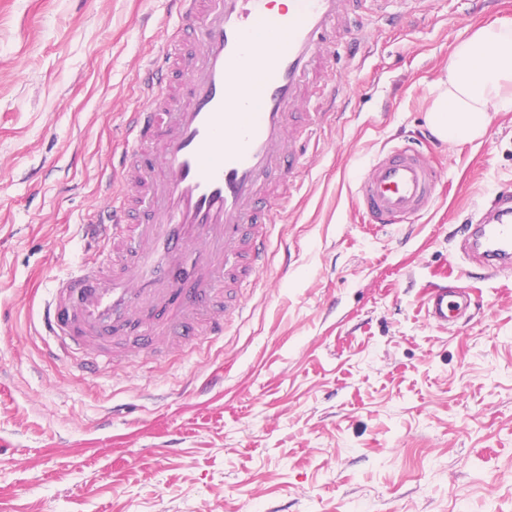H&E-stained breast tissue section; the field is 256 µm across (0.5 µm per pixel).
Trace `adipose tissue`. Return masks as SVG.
<instances>
[{"label": "adipose tissue", "instance_id": "ef3b65f1", "mask_svg": "<svg viewBox=\"0 0 512 512\" xmlns=\"http://www.w3.org/2000/svg\"><path fill=\"white\" fill-rule=\"evenodd\" d=\"M512 112V20L478 27L458 41L434 87L428 126L441 141L482 138L493 113Z\"/></svg>", "mask_w": 512, "mask_h": 512}]
</instances>
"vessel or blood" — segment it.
Masks as SVG:
<instances>
[{
  "label": "vessel or blood",
  "mask_w": 512,
  "mask_h": 512,
  "mask_svg": "<svg viewBox=\"0 0 512 512\" xmlns=\"http://www.w3.org/2000/svg\"><path fill=\"white\" fill-rule=\"evenodd\" d=\"M160 66L143 77L144 102L126 113L128 157L105 205L83 222L91 260L49 288L40 335L96 372L129 337L168 351L221 338L246 308L241 294L269 263L270 232L303 157L312 82L334 114L344 87L327 51L364 56L354 0H170ZM251 82H244V74ZM439 171L413 142L383 151L357 182L372 224H411L436 203ZM461 251L488 277L512 269V184L468 218ZM471 303L464 288L434 286L428 321L447 327Z\"/></svg>",
  "instance_id": "obj_1"
}]
</instances>
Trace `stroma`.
I'll return each mask as SVG.
<instances>
[{
  "label": "stroma",
  "instance_id": "35a3bbf8",
  "mask_svg": "<svg viewBox=\"0 0 512 512\" xmlns=\"http://www.w3.org/2000/svg\"><path fill=\"white\" fill-rule=\"evenodd\" d=\"M409 8L404 30L358 17L365 60L337 62L343 114L309 145L243 319L89 376L52 354L39 305L89 257L79 225L175 18L169 0H0V512H512V273L459 249L512 181V112L436 149L419 222L364 223L353 197L372 159L424 137L456 41L512 0ZM443 283L474 294L444 330L423 308Z\"/></svg>",
  "mask_w": 512,
  "mask_h": 512
}]
</instances>
